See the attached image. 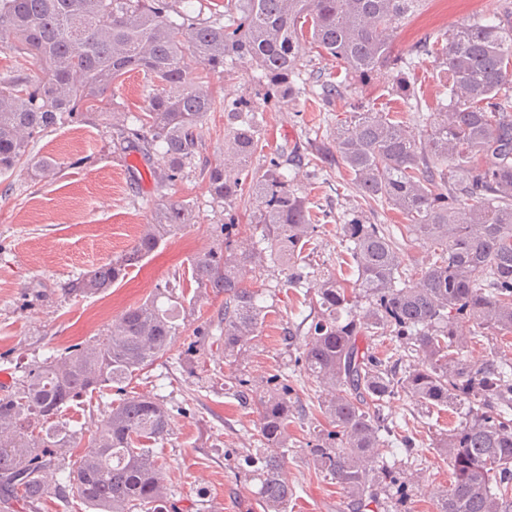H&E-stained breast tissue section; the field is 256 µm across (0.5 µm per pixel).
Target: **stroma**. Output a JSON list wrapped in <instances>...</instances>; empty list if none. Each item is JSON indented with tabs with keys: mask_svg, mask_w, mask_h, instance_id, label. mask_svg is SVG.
Returning a JSON list of instances; mask_svg holds the SVG:
<instances>
[{
	"mask_svg": "<svg viewBox=\"0 0 512 512\" xmlns=\"http://www.w3.org/2000/svg\"><path fill=\"white\" fill-rule=\"evenodd\" d=\"M488 3L424 0L420 12L398 29L395 52L405 51L424 34L443 33L477 20ZM253 76L248 65L230 63L224 74L210 76L209 86L217 96L256 103L260 97ZM357 102L396 111L388 75L355 86L347 100L329 111L338 120ZM324 111L318 99L301 94L290 103L266 107L262 130L270 146L285 144L304 151L314 141ZM41 158L61 162L55 178L36 177L32 163ZM138 163L137 154L113 153L106 128L92 119L36 136L28 158L12 174L0 177V373L12 374L17 363L94 340L126 309L181 276L191 256L217 244L221 208L212 201L205 180L192 173L162 188L145 170L138 179L130 178L129 168ZM294 184L321 217L316 263L327 274L347 272L348 256L336 214L361 206L357 187L331 161L316 171L301 168ZM170 198L193 205L194 224L161 245L113 288L81 299L63 293L68 279L122 255L155 207ZM298 300L284 287L273 297V311L240 368L252 387H264L281 364L283 329ZM240 369L225 361L223 345L209 344L182 368H171L166 359H159L128 386L137 394L165 396L175 410L163 463L165 480L181 512L200 507L205 512H262L252 489L235 478L245 449L254 445L248 434L253 413L224 391L225 377ZM384 412L406 419L409 431L422 440L428 432L448 428L446 413L434 411L422 417L407 392L390 399ZM290 433L294 446L288 451L286 470L295 495L289 512H347L340 487L315 474L308 460V423H293ZM396 468L404 478L414 471L419 474L405 504L407 512H435L436 493L451 480L447 462L426 447Z\"/></svg>",
	"mask_w": 512,
	"mask_h": 512,
	"instance_id": "obj_1",
	"label": "stroma"
}]
</instances>
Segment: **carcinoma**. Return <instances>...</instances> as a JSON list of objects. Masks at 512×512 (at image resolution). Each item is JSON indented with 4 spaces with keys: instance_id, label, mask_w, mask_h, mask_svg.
Segmentation results:
<instances>
[{
    "instance_id": "1",
    "label": "carcinoma",
    "mask_w": 512,
    "mask_h": 512,
    "mask_svg": "<svg viewBox=\"0 0 512 512\" xmlns=\"http://www.w3.org/2000/svg\"><path fill=\"white\" fill-rule=\"evenodd\" d=\"M186 0H0V33L40 61L41 74L0 76V175L14 170L33 137L64 122L111 113L112 84L138 71L148 106L116 118L113 152L137 153L167 186L200 170L212 200L224 208V240L189 260L196 285L188 305L224 295L217 324L224 359L243 363L261 336L270 310V273L287 272L284 286H311L301 320L283 329L291 371L279 370L255 392L238 376L224 382L241 407L256 413L236 479L253 485L264 512H288L294 495L286 459L292 423L309 418L291 400L290 376L321 388L324 418L306 443L309 461L344 490L349 512H367L381 496L404 503L408 487L385 469V456L411 453L420 441L383 413L400 390L427 411L453 409L458 422L435 438L452 471L436 512H512V359L472 360V337L489 330L512 335V3L493 0L488 14L443 34H427L406 53L394 51L398 26L422 0H224L207 17ZM319 57L343 65L346 77L317 70L311 92L330 108L355 83L393 72L391 94L407 110L420 108L411 74L431 59L445 81L448 103L413 125L400 115L355 105L336 124L329 145L297 158L295 167L330 157L353 177L365 207L339 216L350 256L342 276L319 273L307 253L318 236L311 201L283 172L288 152L267 154L266 170L249 176L252 157L268 146L250 102L216 98L209 74L227 62L260 71L265 103L296 96L300 40ZM191 54L205 74L185 69ZM224 112V144L197 168L208 113ZM258 202L257 245L233 247L237 210ZM401 213V235L432 253L410 275L393 225L375 219L377 207ZM193 206L168 200L156 207L132 245L117 259L64 283L70 297L113 287L178 231L194 223ZM172 304L163 307L158 298ZM183 296L166 282L157 296L133 306L104 334L21 367L0 394V499L33 506L78 498L91 512H178L168 500L162 452L171 413L156 397L124 393L132 380L171 351L185 331ZM472 324L467 336L461 323ZM398 345L378 349L381 333ZM118 386L122 398L76 457L81 432L64 412L88 395Z\"/></svg>"
}]
</instances>
